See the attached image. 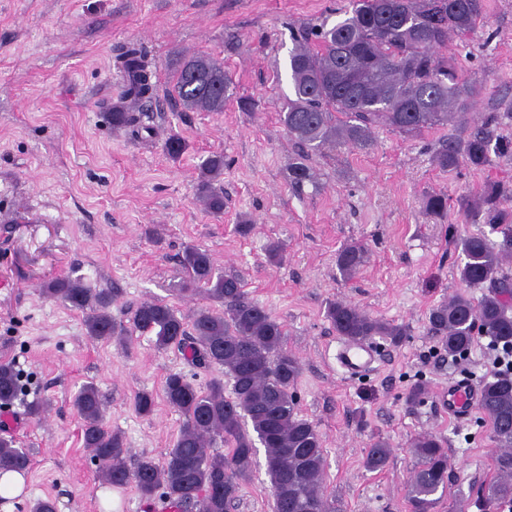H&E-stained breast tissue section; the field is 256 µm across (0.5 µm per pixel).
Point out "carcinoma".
<instances>
[{"instance_id":"cac0c4a2","label":"carcinoma","mask_w":512,"mask_h":512,"mask_svg":"<svg viewBox=\"0 0 512 512\" xmlns=\"http://www.w3.org/2000/svg\"><path fill=\"white\" fill-rule=\"evenodd\" d=\"M485 8V0H398L395 14L385 17L377 0H349L341 20L331 26L322 22L295 39L289 52L293 94L280 113L288 135L303 149L352 145L365 150L372 146L371 127L378 122L417 136L468 112L475 87L460 78L456 60L438 49L454 37L464 40L473 33ZM120 64L130 74L124 94L145 97L151 90L145 62L132 51ZM231 87L224 64L207 53L188 57L173 75L174 98L194 112L223 111ZM499 120L498 113L491 112L465 138H448L433 156L435 166L446 171L463 160L481 169L489 164L490 153L507 152L512 142L495 134ZM186 149L177 134L165 141L173 159ZM223 173L220 154L201 165L198 198L215 213L224 210V191L215 185ZM459 203L471 223L488 224L498 234L496 241L482 232L461 239L460 281L468 287L486 285L489 292L478 301L457 294L429 315L442 347L461 357L481 335L512 346V278L503 270L504 262L512 259V184L489 183L474 199ZM425 211L445 217L448 194L428 195ZM363 261V250L349 245L340 251L337 266L350 276ZM181 267L180 292L203 289L224 304V311L185 314L166 302L143 301L131 311L126 328L112 317L117 289L90 288L69 275L44 285L49 297L86 312L90 337L107 341L130 328L154 336L160 349H181L195 367L224 370L233 381V396L226 397L219 379L201 389L181 373L168 375L165 399L183 414L185 423L162 462L143 457L132 468L121 434L106 424L96 387L81 386L72 406L82 420L83 447L99 462V477L113 486L132 485L146 499L158 494L183 512H231L243 481L252 473L258 441L265 449L273 512H336L323 490L322 437L297 411L294 387L301 364L287 348L283 324L250 298L238 277L216 272L208 250L185 248ZM325 317L347 340L384 336L397 343L406 336L404 326L348 303H328ZM20 389L14 367L0 362V408L12 404ZM480 391V409L500 447L495 458L498 475L488 486L484 512H497L512 505V375L485 379ZM154 407L152 393L136 394L137 413L149 415ZM218 440L226 453L214 451ZM413 451L417 466L408 483L410 512H438L448 484V452L432 435L418 437ZM389 454L385 442L373 443L366 450L365 467L383 469ZM29 466V452L1 436L0 476L23 474Z\"/></svg>"}]
</instances>
